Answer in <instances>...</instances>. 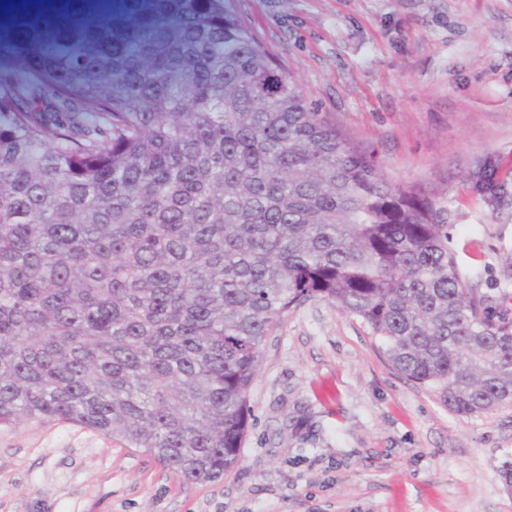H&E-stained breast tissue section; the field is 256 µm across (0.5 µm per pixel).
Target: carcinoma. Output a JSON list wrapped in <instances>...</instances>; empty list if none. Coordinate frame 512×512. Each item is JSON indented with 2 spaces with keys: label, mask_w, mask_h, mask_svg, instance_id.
<instances>
[{
  "label": "carcinoma",
  "mask_w": 512,
  "mask_h": 512,
  "mask_svg": "<svg viewBox=\"0 0 512 512\" xmlns=\"http://www.w3.org/2000/svg\"><path fill=\"white\" fill-rule=\"evenodd\" d=\"M112 53L0 78V426L66 421L187 482L236 467L281 318L322 299L475 415L512 404V314L468 284L450 209L388 179L228 0ZM475 204L512 214V166Z\"/></svg>",
  "instance_id": "cac0c4a2"
}]
</instances>
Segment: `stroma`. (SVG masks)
<instances>
[{
    "mask_svg": "<svg viewBox=\"0 0 512 512\" xmlns=\"http://www.w3.org/2000/svg\"><path fill=\"white\" fill-rule=\"evenodd\" d=\"M319 111L372 150L386 176L454 213L449 245L487 295L512 262V216L462 186L477 159L512 163V0H233ZM121 49L169 20L125 0ZM50 52L87 48L80 13L23 23ZM238 465L177 478L146 451L69 422L0 427V512H512V406L445 407L394 371L359 318L314 299L284 315L250 390Z\"/></svg>",
    "mask_w": 512,
    "mask_h": 512,
    "instance_id": "35a3bbf8",
    "label": "stroma"
}]
</instances>
